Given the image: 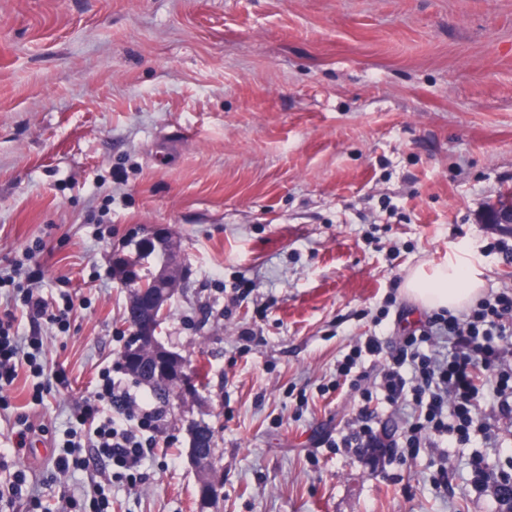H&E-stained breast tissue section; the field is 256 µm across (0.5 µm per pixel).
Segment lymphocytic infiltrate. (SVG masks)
<instances>
[{"label":"lymphocytic infiltrate","instance_id":"f902f5d3","mask_svg":"<svg viewBox=\"0 0 512 512\" xmlns=\"http://www.w3.org/2000/svg\"><path fill=\"white\" fill-rule=\"evenodd\" d=\"M11 329V323L0 322V390L13 385L19 365L36 374L42 371L35 355L41 347L38 338L19 343ZM437 335L447 337L448 352L432 350ZM365 355L382 364L375 388L365 391V398L381 394L388 407L411 411L412 420L395 439L376 428L371 417H362L341 437L342 447L370 457L388 451L410 453L424 442L433 448L468 444L476 434L490 431L479 414L481 403L512 419V290L483 296L462 314L441 310L431 316L427 328L388 347L379 337H367L338 361L337 375L359 385L362 377L354 367ZM97 397L126 409L127 424L120 427L112 419L87 416L88 445L110 465L137 476L146 448L139 434L152 428L151 411L138 406L108 370Z\"/></svg>","mask_w":512,"mask_h":512}]
</instances>
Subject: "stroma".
Here are the masks:
<instances>
[{
    "instance_id": "35a3bbf8",
    "label": "stroma",
    "mask_w": 512,
    "mask_h": 512,
    "mask_svg": "<svg viewBox=\"0 0 512 512\" xmlns=\"http://www.w3.org/2000/svg\"><path fill=\"white\" fill-rule=\"evenodd\" d=\"M508 191L512 0H0V314L42 336L52 382L0 392L26 475L0 512H199L192 420L219 450L206 512H507L471 463L512 469V420L449 449L440 485L434 449L374 464L331 442L364 404L338 360L431 316L404 292L416 267L462 257L512 289L483 221ZM153 226L187 279L160 340L208 385L165 407L136 482L59 475L103 369L155 403L120 365L113 271ZM26 288L69 294L63 322L29 319Z\"/></svg>"
}]
</instances>
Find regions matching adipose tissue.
Masks as SVG:
<instances>
[{
	"label": "adipose tissue",
	"mask_w": 512,
	"mask_h": 512,
	"mask_svg": "<svg viewBox=\"0 0 512 512\" xmlns=\"http://www.w3.org/2000/svg\"><path fill=\"white\" fill-rule=\"evenodd\" d=\"M482 282L476 272L457 263L434 271L414 270L406 280V295L423 307L457 310L476 299Z\"/></svg>",
	"instance_id": "1"
}]
</instances>
